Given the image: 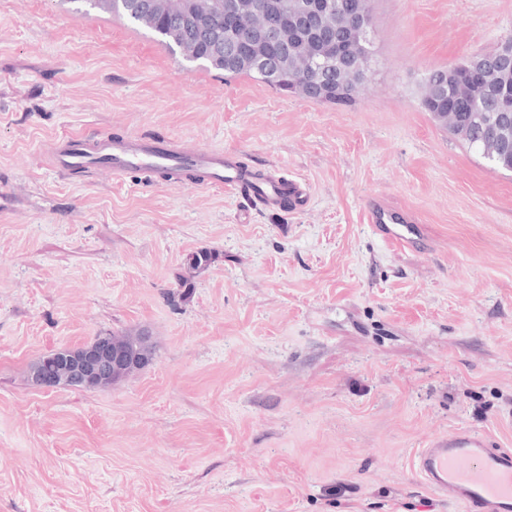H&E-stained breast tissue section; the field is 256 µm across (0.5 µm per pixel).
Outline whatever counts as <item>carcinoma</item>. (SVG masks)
I'll return each instance as SVG.
<instances>
[{
  "label": "carcinoma",
  "instance_id": "obj_1",
  "mask_svg": "<svg viewBox=\"0 0 512 512\" xmlns=\"http://www.w3.org/2000/svg\"><path fill=\"white\" fill-rule=\"evenodd\" d=\"M130 0H115L108 12L124 18L137 28L149 31L161 45L179 52L192 64L224 72L227 77L247 76L286 94L314 100L305 81L312 80L328 91L322 102L337 107L350 106L366 88V74L358 64L370 66L368 33L352 31L334 22L340 53L326 57L320 52V34L300 29L293 21L294 5L288 4V42L269 45L261 69L252 64L228 68L224 61L212 58L207 42L198 32L189 31L176 40L172 32L191 12L209 26L232 38L263 28L255 15L231 30L224 25V0H168V8L149 21H143L128 7ZM497 50L476 54L449 66H434L425 77L420 100L422 109L431 113L443 128L479 151L495 168L512 171V110L500 108L503 100H512V66L496 62Z\"/></svg>",
  "mask_w": 512,
  "mask_h": 512
}]
</instances>
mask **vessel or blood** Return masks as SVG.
Returning a JSON list of instances; mask_svg holds the SVG:
<instances>
[{
    "mask_svg": "<svg viewBox=\"0 0 512 512\" xmlns=\"http://www.w3.org/2000/svg\"><path fill=\"white\" fill-rule=\"evenodd\" d=\"M53 166L68 169L105 160L113 175L134 170L178 169L200 185L248 196L267 211L303 209L309 198L305 184L275 171L246 165L234 151L216 153L197 147L184 151L176 143L154 138L104 140L85 145L69 137L50 152ZM369 220L387 241L415 246L414 219L397 215L383 203H372ZM413 467L424 484L456 503L463 512H512V450L493 447L485 434L469 429L449 430L447 438L420 449Z\"/></svg>",
    "mask_w": 512,
    "mask_h": 512,
    "instance_id": "obj_1",
    "label": "vessel or blood"
}]
</instances>
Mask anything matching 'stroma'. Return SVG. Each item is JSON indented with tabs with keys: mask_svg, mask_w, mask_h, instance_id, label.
Instances as JSON below:
<instances>
[{
	"mask_svg": "<svg viewBox=\"0 0 512 512\" xmlns=\"http://www.w3.org/2000/svg\"><path fill=\"white\" fill-rule=\"evenodd\" d=\"M73 8L0 0V512H461L412 459L456 428L512 449V171L420 99L432 66L512 34V0H371L369 89L345 108ZM71 135L234 150L309 202L53 169ZM374 199L421 244L376 234ZM101 332L146 334L151 363L33 384Z\"/></svg>",
	"mask_w": 512,
	"mask_h": 512,
	"instance_id": "35a3bbf8",
	"label": "stroma"
}]
</instances>
